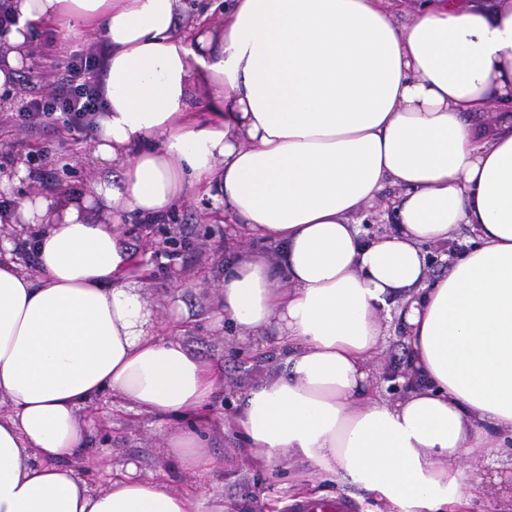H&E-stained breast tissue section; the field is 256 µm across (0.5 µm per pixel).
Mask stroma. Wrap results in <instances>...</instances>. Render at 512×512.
<instances>
[{"instance_id": "stroma-1", "label": "stroma", "mask_w": 512, "mask_h": 512, "mask_svg": "<svg viewBox=\"0 0 512 512\" xmlns=\"http://www.w3.org/2000/svg\"><path fill=\"white\" fill-rule=\"evenodd\" d=\"M11 108L0 109V161L33 153L40 139L11 122ZM88 138L57 132L47 156L35 164L31 181L38 192L78 189L91 192L97 176L88 161ZM199 191H190L166 224L127 220L121 227L125 245L136 258L143 295L162 321L158 334L182 341L223 373L224 384L211 406L214 416L232 418L233 399L251 386L284 370V358L275 348L238 338L231 324L218 319L224 254L242 233L233 223L208 221L198 202ZM170 230L180 244L167 250L162 230ZM189 317L178 327L167 324L179 308ZM88 438L83 451V473L88 484L105 489L117 472L134 470L143 477L163 479L176 491L191 490L206 500L207 512H286L296 499L298 486L310 483L315 491L344 497L358 512H375L377 502L355 485L311 477L308 463L287 459L274 469L256 467L232 429L213 431L210 452L223 458L224 468L201 480L186 479L163 451L164 435L172 427L187 425L184 417L138 414L113 402L97 399L86 411Z\"/></svg>"}]
</instances>
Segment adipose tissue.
Masks as SVG:
<instances>
[{"label":"adipose tissue","mask_w":512,"mask_h":512,"mask_svg":"<svg viewBox=\"0 0 512 512\" xmlns=\"http://www.w3.org/2000/svg\"><path fill=\"white\" fill-rule=\"evenodd\" d=\"M0 90L38 27L109 37L92 194L14 202L25 164L0 175L5 220L31 225L34 272L0 239V512H200L153 477L102 491L79 478L85 409L103 394L150 415L195 416L165 435L190 478L207 453L217 370L160 339L116 229L163 219L190 185L244 233L221 306L240 339L273 340L285 371L252 387L231 425L253 463L308 461L371 493L381 512H466L512 493L494 465L512 440V0H227L186 38L184 0H11ZM205 88L207 116L186 110ZM392 187L391 231L352 222ZM464 251L430 277L423 245ZM398 323L397 395L374 361Z\"/></svg>","instance_id":"adipose-tissue-1"}]
</instances>
